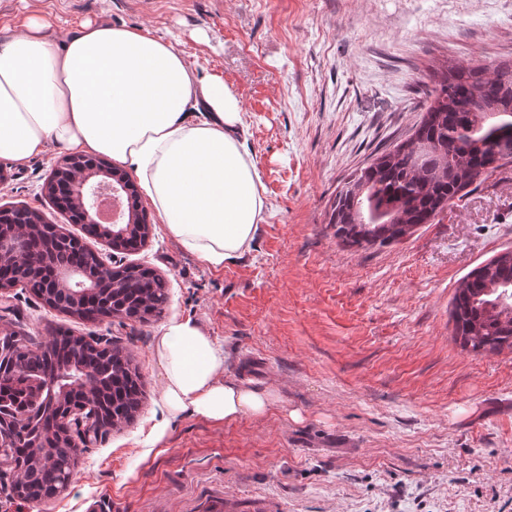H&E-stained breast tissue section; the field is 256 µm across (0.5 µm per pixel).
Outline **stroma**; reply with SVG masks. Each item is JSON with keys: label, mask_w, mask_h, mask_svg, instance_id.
Here are the masks:
<instances>
[{"label": "stroma", "mask_w": 512, "mask_h": 512, "mask_svg": "<svg viewBox=\"0 0 512 512\" xmlns=\"http://www.w3.org/2000/svg\"><path fill=\"white\" fill-rule=\"evenodd\" d=\"M28 14L59 35L106 21L178 41L240 98L267 202L250 250L214 269L152 209L135 251L68 224L44 190L55 145L0 160V207L167 284L145 322L66 316L18 286L0 301V329L110 341L144 383L134 420L80 447L41 512H512V350L463 348L450 317L461 280L512 249V165L383 247L345 245L330 222L344 180L417 121L432 68L512 57V0H0V28ZM174 318L200 322L229 377L279 406L167 418L154 340Z\"/></svg>", "instance_id": "35a3bbf8"}]
</instances>
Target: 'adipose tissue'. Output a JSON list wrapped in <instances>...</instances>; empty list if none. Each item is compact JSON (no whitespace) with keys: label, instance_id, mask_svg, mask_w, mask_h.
<instances>
[{"label":"adipose tissue","instance_id":"1","mask_svg":"<svg viewBox=\"0 0 512 512\" xmlns=\"http://www.w3.org/2000/svg\"><path fill=\"white\" fill-rule=\"evenodd\" d=\"M27 17L0 39V159L18 165L47 145L129 168L166 231L218 269L241 257L265 217L261 174L244 147L237 94L199 76L177 43L139 28L81 24L49 36ZM169 416L260 418L276 392L226 378L227 356L198 322L173 319L154 344Z\"/></svg>","mask_w":512,"mask_h":512}]
</instances>
